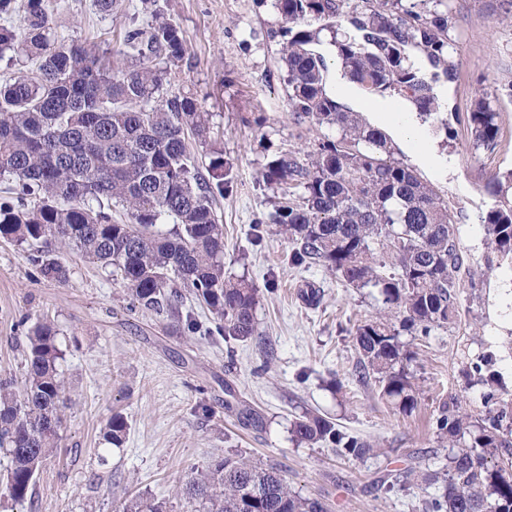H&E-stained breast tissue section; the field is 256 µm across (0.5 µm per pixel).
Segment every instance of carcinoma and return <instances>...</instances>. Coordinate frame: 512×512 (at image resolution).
<instances>
[{"mask_svg":"<svg viewBox=\"0 0 512 512\" xmlns=\"http://www.w3.org/2000/svg\"><path fill=\"white\" fill-rule=\"evenodd\" d=\"M275 0L286 24L280 54L295 119L336 130L338 136L302 155L282 152L265 164L261 179L281 189L269 214L255 222L279 224L295 248L296 265L321 263L354 288L378 289L386 314L357 325L359 378L374 381L380 396L412 414L419 391L406 365L415 352L402 340L428 336L455 322L463 265L448 203L410 166L394 158L391 139L325 94L328 65L313 50L319 34L349 25L358 37L336 42L349 80L364 91L392 90L418 111H440L433 87L409 61L421 49L437 66L449 47L453 4L430 20L402 0ZM104 16L126 13L124 0H93ZM150 23L132 15L119 45L63 40L54 30L48 0H26V25L0 26V59L19 72L0 79V238L27 245V260L44 279L64 281L68 269L54 254L64 243L94 264L112 268L139 306L173 308L186 292L216 316L224 337L255 336L261 288L224 276V225L214 202L233 182V163L210 142L209 113L191 91L168 94L173 68L188 54L183 30L159 0H141ZM498 113L486 94L469 115L474 145L497 144ZM203 147L201 173L186 137ZM482 216L501 259L512 260V170L492 174ZM173 221L164 230V221ZM27 326L21 387L0 379V450L10 460L5 490L18 502L32 496L40 469L58 447L62 411L70 401L62 372L64 350L53 324ZM484 386L480 414L464 419L444 407L436 433L448 437L441 483L426 494L425 512H512V394L501 393L474 369ZM126 418L114 414L101 429L105 444L120 446ZM294 437L331 444L347 460L371 454V444L336 423L303 415ZM180 491L194 512H329L303 497L272 467L242 456L217 457ZM123 512H164L136 499Z\"/></svg>","mask_w":512,"mask_h":512,"instance_id":"carcinoma-1","label":"carcinoma"}]
</instances>
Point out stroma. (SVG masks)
<instances>
[{
    "label": "stroma",
    "mask_w": 512,
    "mask_h": 512,
    "mask_svg": "<svg viewBox=\"0 0 512 512\" xmlns=\"http://www.w3.org/2000/svg\"><path fill=\"white\" fill-rule=\"evenodd\" d=\"M49 2L58 36L112 40L116 19L95 14L92 0ZM166 11L189 46L174 86L195 93L234 163L233 186L216 203L224 272L262 288L257 334L225 339L189 296L175 315L140 308L111 269L64 245L67 280H44L23 247L0 239V377L23 374L20 319H45L59 333L71 397L31 501L8 497L9 460L0 454V512H122L141 498L191 512L178 486L228 454L277 467L293 491L324 499L331 512H421L420 494L384 488L407 472L442 467L447 443L433 423L443 403L458 401L471 415L481 407L472 362L493 355L496 385L512 392V266L488 269L481 224L486 178L512 168V0H456L447 67L422 64L434 88L448 91L440 122L413 118L435 161L416 160L408 144L393 142L396 159L447 201L464 257L458 319L411 345L408 370L421 401L409 416L355 376L353 331L379 314L377 290L347 286L321 265H292L293 245L277 225H264L260 241L251 236L278 196L261 183L262 166L283 150H314L332 134L294 119L271 0H167ZM481 91L498 114L491 151L474 148L468 123ZM309 285L323 292L318 306L300 296ZM306 411L371 443L373 454L347 462L328 445L297 443L292 424ZM116 412L130 430L122 447L105 452L99 432Z\"/></svg>",
    "instance_id": "1"
}]
</instances>
